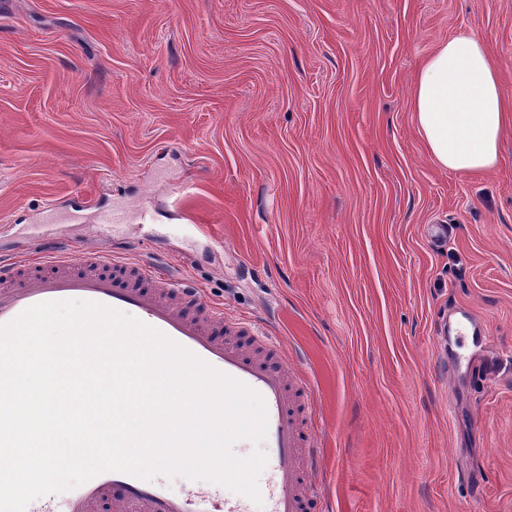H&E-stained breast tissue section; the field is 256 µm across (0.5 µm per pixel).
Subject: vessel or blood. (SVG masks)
<instances>
[{
    "label": "vessel or blood",
    "instance_id": "obj_1",
    "mask_svg": "<svg viewBox=\"0 0 512 512\" xmlns=\"http://www.w3.org/2000/svg\"><path fill=\"white\" fill-rule=\"evenodd\" d=\"M74 242H54L44 249L36 272L11 258L0 260V325L26 308L49 301L101 303L152 326L193 352L212 367L259 392L267 407L263 448L267 464L260 485L261 512H303L307 481L317 465L313 449L305 448L294 410L290 380L293 364L273 336L263 337L275 361L244 351L234 340L238 327L226 324L225 337H216L218 310L184 278L147 266L114 259L111 251L87 253L84 272L73 273ZM120 491L115 512H254L250 498L225 497L221 485L198 491H171L159 482L107 471L66 492L59 500L40 497L26 512H91L111 491Z\"/></svg>",
    "mask_w": 512,
    "mask_h": 512
}]
</instances>
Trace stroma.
Returning <instances> with one entry per match:
<instances>
[{
    "label": "stroma",
    "mask_w": 512,
    "mask_h": 512,
    "mask_svg": "<svg viewBox=\"0 0 512 512\" xmlns=\"http://www.w3.org/2000/svg\"><path fill=\"white\" fill-rule=\"evenodd\" d=\"M463 32L512 101V0H0V254L110 244L283 336L306 512H512V132L445 170L412 111Z\"/></svg>",
    "instance_id": "35a3bbf8"
}]
</instances>
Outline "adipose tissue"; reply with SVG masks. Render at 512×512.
<instances>
[{"label": "adipose tissue", "instance_id": "obj_1", "mask_svg": "<svg viewBox=\"0 0 512 512\" xmlns=\"http://www.w3.org/2000/svg\"><path fill=\"white\" fill-rule=\"evenodd\" d=\"M413 113L428 153L441 167L491 171L499 143L512 127V103L501 91L500 67L472 34L442 44L418 68Z\"/></svg>", "mask_w": 512, "mask_h": 512}]
</instances>
